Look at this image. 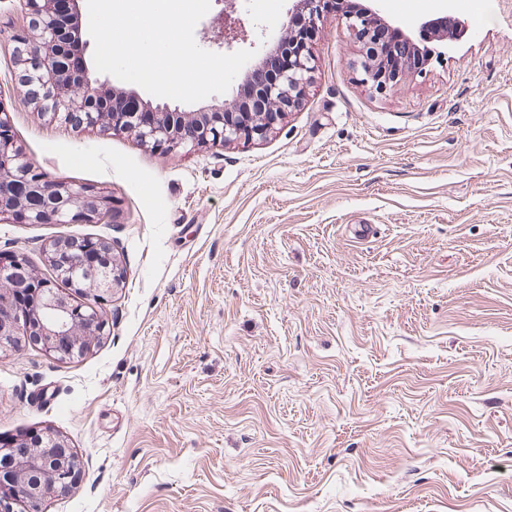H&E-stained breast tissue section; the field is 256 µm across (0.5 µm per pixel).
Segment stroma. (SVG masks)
I'll return each mask as SVG.
<instances>
[{
    "label": "stroma",
    "mask_w": 512,
    "mask_h": 512,
    "mask_svg": "<svg viewBox=\"0 0 512 512\" xmlns=\"http://www.w3.org/2000/svg\"><path fill=\"white\" fill-rule=\"evenodd\" d=\"M483 3L382 91L330 16L273 134L169 155L38 115L0 53L17 149L118 210L2 220L0 250L50 279L44 243L89 238L124 271L82 357L0 353V440L48 429L80 463L43 512H512V0ZM292 6L239 0L244 49Z\"/></svg>",
    "instance_id": "35a3bbf8"
}]
</instances>
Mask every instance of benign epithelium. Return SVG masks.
<instances>
[{"mask_svg":"<svg viewBox=\"0 0 512 512\" xmlns=\"http://www.w3.org/2000/svg\"><path fill=\"white\" fill-rule=\"evenodd\" d=\"M235 0H224V12L212 21L223 35L224 46L245 41L248 32L236 16ZM377 0H295L289 22L301 16L311 34L318 22L336 12L341 14L359 43L358 68L363 83L376 90L392 86L409 74L423 72L436 54L433 42L453 43L466 34V23L448 13L422 22L418 39L399 32L400 42L383 46L373 37L372 26L384 22ZM59 0H26L28 19L8 41L0 40V51L8 50L18 69V83L34 111L53 122L91 127L103 134L124 132L142 145L172 152L191 144H248L266 138L287 112L297 107L314 68L313 39L292 37L277 43L273 51L284 55L286 65L274 73L262 74L259 58L246 74L250 86L247 99L221 102L209 112H183L168 105L156 107L153 119L143 122L137 110L117 114L112 110V92L84 68L73 70L69 59L83 56L87 41L79 25L63 23L56 10ZM109 194L90 187L50 178L36 163L14 146L7 113H0V218L23 224H104L114 216ZM101 259L91 263L75 239L48 241L44 257L55 272L51 280L28 270L13 256V264H0V352L18 349L21 343L38 344L59 359L84 355L105 335L106 323L98 303L112 296L123 271L111 248L99 243ZM76 293L90 289L92 299L78 303L59 292L60 285ZM10 465L0 466V512H12L16 502L28 512H42L48 498L68 492L77 479L79 461L74 452L54 434L32 448L22 444L13 449Z\"/></svg>","mask_w":512,"mask_h":512,"instance_id":"7a95c632","label":"benign epithelium"}]
</instances>
